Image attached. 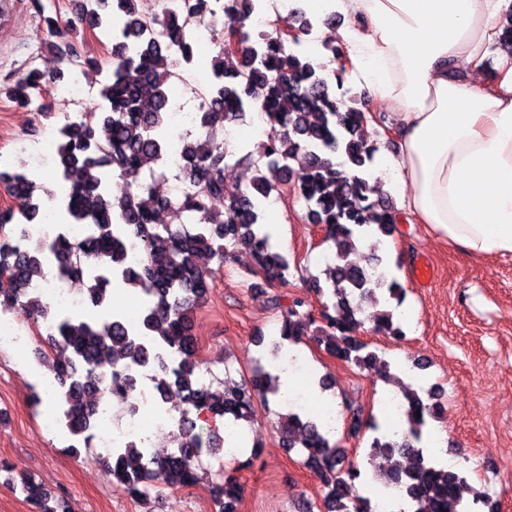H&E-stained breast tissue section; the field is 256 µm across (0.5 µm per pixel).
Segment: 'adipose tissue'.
<instances>
[{
  "instance_id": "adipose-tissue-1",
  "label": "adipose tissue",
  "mask_w": 512,
  "mask_h": 512,
  "mask_svg": "<svg viewBox=\"0 0 512 512\" xmlns=\"http://www.w3.org/2000/svg\"><path fill=\"white\" fill-rule=\"evenodd\" d=\"M301 2L316 20L344 17L346 83L398 109L399 151H379L372 178L449 245L512 254V41L498 26L512 0ZM462 65L482 81L451 78Z\"/></svg>"
}]
</instances>
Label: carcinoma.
I'll list each match as a JSON object with an SVG mask.
<instances>
[{"label":"carcinoma","mask_w":512,"mask_h":512,"mask_svg":"<svg viewBox=\"0 0 512 512\" xmlns=\"http://www.w3.org/2000/svg\"><path fill=\"white\" fill-rule=\"evenodd\" d=\"M137 2L84 0L63 27L58 16H42L40 40L49 47L64 33L82 38L88 31L104 29L112 35V69L100 89L107 108L83 112L58 128L54 166L69 185L62 199L55 200L25 170L0 168V185L16 200L0 208V282L6 281V286L0 285V311L18 309L36 322L51 313L50 304L33 291L46 275L44 246L33 239L21 246L16 237L25 232V225L42 223L47 203L57 202L67 223L89 229L87 237L75 243L60 227L52 242L59 273L85 286L89 306L82 319L61 317L59 338L44 339L64 359L56 391L68 436L92 441L94 389L136 390L137 381L125 375L126 369L149 364L159 347L179 358L176 366L161 368L154 386L159 399L175 397L181 405L177 450L155 457L146 448L129 445L112 449L104 460L112 484L140 500L161 485H195V461L219 440L217 420L249 422L255 401L280 394L279 375L260 364L231 386L200 383L202 362L190 333V313L206 301L210 282L232 252L241 249L253 256L254 276L288 283L290 261L274 250L270 233L260 224L262 200L272 192L288 187L304 201L308 219L323 226L324 242L334 255V264L326 270L327 286L317 279L311 282L318 295H330L324 325L313 327L311 314L301 311L305 301L295 298L284 305L282 297L271 296V307L280 311L274 351L286 342H300L310 332L327 355L388 375L390 362L367 350L357 336L358 313L367 304L376 331L402 338L391 304L401 305L405 289L382 270L383 257L368 267L352 259L361 238L370 235L380 243L393 235L396 214L375 198L380 182L368 178L377 151L365 135L371 99L344 87L341 50L329 47L337 62L331 67L301 49L300 36L312 28L306 11L296 2L288 9L287 26L294 31L288 40L247 30L260 0H179L175 10L165 5L151 13L140 11ZM205 15L222 27L214 79L199 115L203 135L182 139L179 168L184 188L173 203L141 182L140 175L148 164L167 163L168 86L177 70L193 63L192 29ZM229 29L238 38L235 50L224 44ZM44 92V75L36 68L4 88L8 99L36 112L49 110ZM255 108L268 126L264 167L256 168L250 187L230 188L224 169L231 154L220 133ZM300 156L305 163L295 169L291 161ZM114 177L136 190L112 199ZM170 208L186 215L197 230L157 223V213ZM123 230L144 253L138 266L126 257L119 237ZM202 254L216 267L199 265ZM116 288L147 297L135 330L107 311ZM403 398L407 429L374 437L366 454L368 465L375 472L386 470L387 483L412 503L414 512H473L472 505L487 504L481 493L470 500L464 497L463 471L435 465L419 447L423 428L430 420H440L445 410L439 387H410ZM278 430L284 446L298 450L323 487L324 512H374L370 498L355 494L361 477L358 465L347 460L345 449L316 420L291 410L279 416ZM20 491L31 512H65L48 505L44 485L31 475H21ZM210 493L220 512H236L243 488L235 476L226 475Z\"/></svg>","instance_id":"obj_1"}]
</instances>
